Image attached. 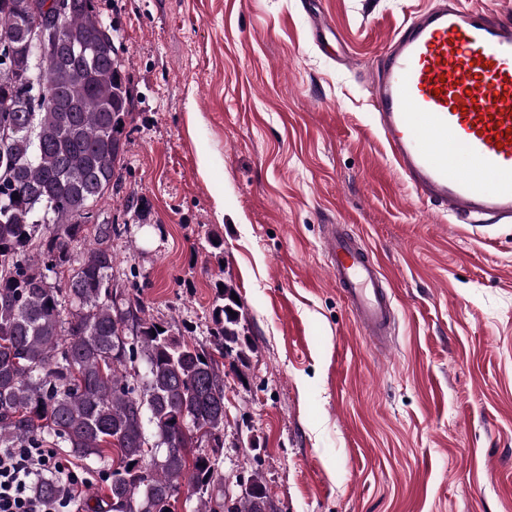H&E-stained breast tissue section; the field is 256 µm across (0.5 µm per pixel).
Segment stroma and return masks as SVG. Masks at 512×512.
Instances as JSON below:
<instances>
[{
	"label": "stroma",
	"instance_id": "obj_1",
	"mask_svg": "<svg viewBox=\"0 0 512 512\" xmlns=\"http://www.w3.org/2000/svg\"><path fill=\"white\" fill-rule=\"evenodd\" d=\"M98 4L135 97L123 189L149 211L113 274L199 341L216 279L245 305L225 477L259 472L274 512H512V223L418 200L370 106L387 40L433 0ZM331 224L395 286L387 351L330 281Z\"/></svg>",
	"mask_w": 512,
	"mask_h": 512
}]
</instances>
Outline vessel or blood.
I'll return each mask as SVG.
<instances>
[{
	"label": "vessel or blood",
	"instance_id": "1",
	"mask_svg": "<svg viewBox=\"0 0 512 512\" xmlns=\"http://www.w3.org/2000/svg\"><path fill=\"white\" fill-rule=\"evenodd\" d=\"M371 105L394 167L417 199L452 218L512 223V12L441 0L388 40ZM329 276L364 335L386 346L392 289L377 257L341 225L325 237Z\"/></svg>",
	"mask_w": 512,
	"mask_h": 512
}]
</instances>
